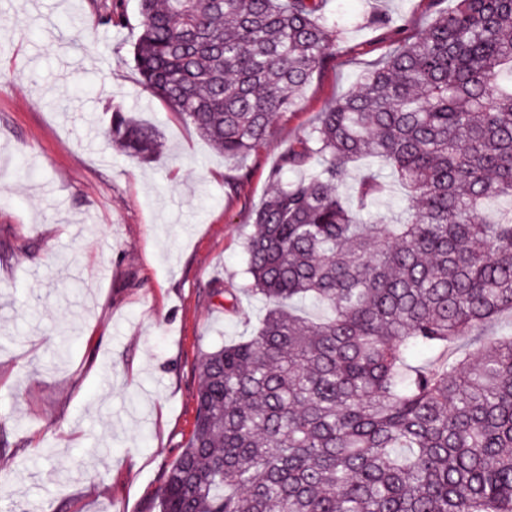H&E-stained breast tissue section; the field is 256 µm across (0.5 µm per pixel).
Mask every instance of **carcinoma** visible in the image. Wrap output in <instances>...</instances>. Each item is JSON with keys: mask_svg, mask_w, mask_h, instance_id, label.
<instances>
[{"mask_svg": "<svg viewBox=\"0 0 512 512\" xmlns=\"http://www.w3.org/2000/svg\"><path fill=\"white\" fill-rule=\"evenodd\" d=\"M125 0H99L105 26ZM324 0H140L142 88L235 159L338 37ZM142 162L159 133L112 107ZM371 165L343 192L348 167ZM293 179L283 182V172ZM254 213V334L204 354L160 512H512V0H455L288 147ZM405 191L374 224L389 181ZM310 300L324 314L302 315ZM478 333L472 350L456 344Z\"/></svg>", "mask_w": 512, "mask_h": 512, "instance_id": "cac0c4a2", "label": "carcinoma"}]
</instances>
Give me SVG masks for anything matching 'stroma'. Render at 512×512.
I'll return each mask as SVG.
<instances>
[{"label": "stroma", "mask_w": 512, "mask_h": 512, "mask_svg": "<svg viewBox=\"0 0 512 512\" xmlns=\"http://www.w3.org/2000/svg\"><path fill=\"white\" fill-rule=\"evenodd\" d=\"M445 0H325L341 32L299 104L226 160L145 93L129 22L93 0H0V512H158L192 435L203 353L255 332L244 238L270 175L362 73ZM402 18L395 31L363 24ZM161 133L141 163L103 135L113 105ZM125 0H100L97 4L99 22L105 26L126 23Z\"/></svg>", "instance_id": "35a3bbf8"}]
</instances>
